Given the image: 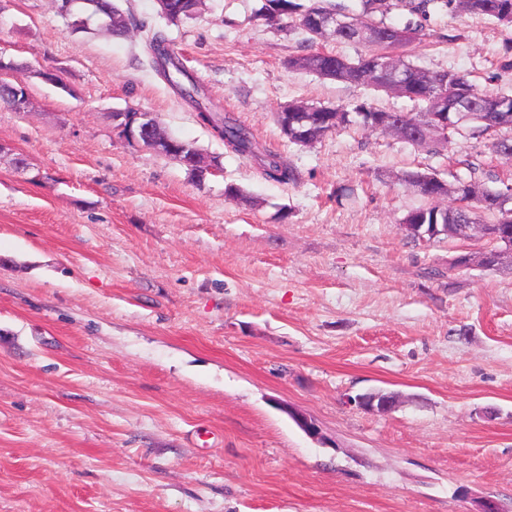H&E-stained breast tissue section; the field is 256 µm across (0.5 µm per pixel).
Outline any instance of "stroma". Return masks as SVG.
Returning a JSON list of instances; mask_svg holds the SVG:
<instances>
[{
    "mask_svg": "<svg viewBox=\"0 0 512 512\" xmlns=\"http://www.w3.org/2000/svg\"><path fill=\"white\" fill-rule=\"evenodd\" d=\"M263 3L204 0L172 23L155 0H121L295 184L225 149L149 67L143 33L0 0V55L30 94L0 108V512H512V267L455 268L483 243L401 224L428 204L405 172L451 182L473 162L491 186L512 163L456 133L437 154L356 125L288 142L274 115L294 101L412 104L290 68L372 48L272 26ZM384 20L422 24L419 68L512 89V30L445 10L423 21L401 0ZM127 109L219 169L199 183L127 144L112 127ZM376 390L398 406L353 404ZM18 67L13 61L6 62L2 57L0 58V72L5 74H16L11 75L14 80L12 86V93L8 99V105L15 111L21 112L26 109L29 105V89L27 76L17 72Z\"/></svg>",
    "mask_w": 512,
    "mask_h": 512,
    "instance_id": "1",
    "label": "stroma"
}]
</instances>
